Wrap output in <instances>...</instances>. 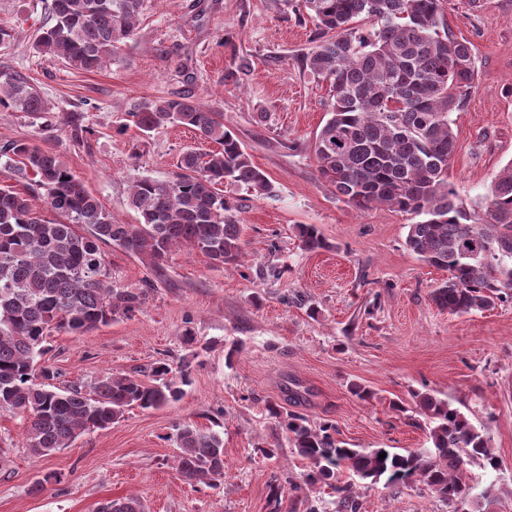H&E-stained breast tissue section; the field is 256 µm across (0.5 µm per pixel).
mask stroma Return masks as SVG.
Masks as SVG:
<instances>
[{
    "instance_id": "stroma-1",
    "label": "stroma",
    "mask_w": 512,
    "mask_h": 512,
    "mask_svg": "<svg viewBox=\"0 0 512 512\" xmlns=\"http://www.w3.org/2000/svg\"><path fill=\"white\" fill-rule=\"evenodd\" d=\"M47 6L0 0V26L14 36L0 64L32 77L50 107L42 117L0 112V146L23 140L60 153L114 217L132 224L130 183L168 178L184 151L211 145L179 125L141 133L125 127V113L143 98L188 95L223 113L276 195L225 190L244 225L249 276L183 247L166 259L141 312L79 336L52 332L47 359L58 386L87 387L113 374L147 380L162 362L188 364L191 384L176 404L130 408L40 459L23 446L21 419L0 415V512H96L124 497L139 498L147 512H338L336 496L320 485L284 489L279 506L269 502L272 485L300 482L306 470L291 448L271 460L258 451L283 439L265 406L284 403L290 379L309 391L300 408L308 418L335 424L351 447L398 452L427 444L411 393L428 387L487 427L501 460L496 478L511 487L512 302L462 316L438 309L429 293L445 272L405 247L415 216L357 211L320 178L312 145L327 119L329 86L302 62L316 41L299 0H146L135 35L93 71L35 50ZM443 8L477 67L472 92L450 115V180L481 213L492 180L512 161V0H444ZM72 112L85 118L77 136L65 123ZM297 224L317 225L327 248L301 249ZM104 252L116 287L133 290L149 276L148 263L121 248ZM272 266L280 278L256 276ZM187 331L193 343L184 342ZM356 384L372 398L360 400ZM394 400L403 413L391 410ZM186 423L223 436L217 485L177 470L174 435ZM54 472L61 482L32 493ZM356 496L359 512H449L421 486L394 495L361 483Z\"/></svg>"
}]
</instances>
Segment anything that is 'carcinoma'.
<instances>
[{"mask_svg":"<svg viewBox=\"0 0 512 512\" xmlns=\"http://www.w3.org/2000/svg\"><path fill=\"white\" fill-rule=\"evenodd\" d=\"M302 4L318 40L303 58L305 67L329 84V118L313 145L320 177L359 211L385 207L423 217L408 225L405 246L448 272L430 294L439 309L465 315L512 301V162L491 183L483 218L459 201L448 181L456 143L449 115L474 88L475 65L470 43L445 28L443 0ZM143 8L144 0H51L50 22L39 29L35 48L79 70L99 69L134 34ZM361 19L372 21L366 34L352 28ZM48 110L30 76L0 66V112ZM126 121L143 133L186 126L219 145L216 151L184 152L167 179L134 180L127 204L135 224L115 220L59 153L22 141L0 148L3 167L43 191L40 204L35 195L0 186V413L23 418L25 448L35 458L69 447L86 430L108 427L132 406L147 410L178 402L190 385L186 367L166 363L153 369L149 383L112 375L88 391L54 384L56 373L43 361L53 331L80 335L131 316L155 289L152 277L136 291L113 287L103 246L149 257L154 272L182 245L217 266L243 267V224L224 186L244 187L260 198L275 193L222 112L189 97L143 98L126 112ZM293 232L307 251L327 247L315 224H297ZM284 393L300 404L307 390L291 380ZM412 396L430 446L404 453L350 448L330 422L284 413L274 403L267 412L289 447L308 461L303 483L336 492L344 512H357L359 481L392 492L419 484L453 507L478 506L498 495L495 484L482 485V475L500 470L487 428L426 388ZM175 442L182 476L208 485L224 478L220 434L186 424ZM475 466L482 474L473 472ZM343 472L350 481L341 484ZM97 512L144 508L126 497Z\"/></svg>","mask_w":512,"mask_h":512,"instance_id":"carcinoma-1","label":"carcinoma"}]
</instances>
